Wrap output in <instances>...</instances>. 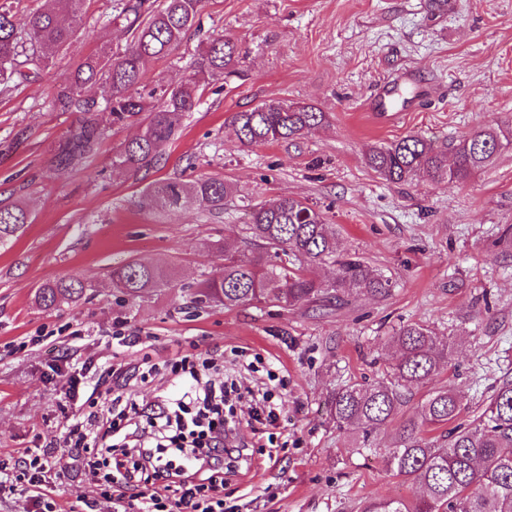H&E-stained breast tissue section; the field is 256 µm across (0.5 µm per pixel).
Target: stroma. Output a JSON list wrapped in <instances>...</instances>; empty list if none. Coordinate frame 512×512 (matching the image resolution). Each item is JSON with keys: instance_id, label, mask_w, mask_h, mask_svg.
Instances as JSON below:
<instances>
[{"instance_id": "stroma-1", "label": "stroma", "mask_w": 512, "mask_h": 512, "mask_svg": "<svg viewBox=\"0 0 512 512\" xmlns=\"http://www.w3.org/2000/svg\"><path fill=\"white\" fill-rule=\"evenodd\" d=\"M82 9L53 67L0 94V202L23 200L32 217L0 247V463L50 445L63 454L60 429L91 394L67 398L75 371L149 357L160 373L136 395L153 406L173 391L163 368L207 352L284 404L278 425L242 429L250 458L224 479V512H359L371 497L411 496L382 464L398 422L362 448L337 428L328 401L346 385L388 378V340L408 322L452 337L454 353L412 390L401 420L450 384L464 396L458 420L468 423L512 380V239L503 235L512 227V147L460 183L393 184L365 155L414 133L448 145L479 127L512 131V0H204L179 48L148 62L146 84L188 79L197 46L222 37L238 42L241 73L221 91L205 89L161 164L135 175L112 168L134 124L107 126L90 164L55 163L79 120L53 111L56 85L87 54L128 41L109 22L112 0H85ZM406 66L427 93L398 122L377 124L369 101ZM272 99L315 107L328 121L292 141L240 146L234 113ZM202 175L232 188L221 216L136 204L152 182ZM282 195L319 209L340 252L388 277L390 295L292 310L195 304L193 285L224 271V245L247 249L244 203ZM131 259L170 266L169 286L127 299L110 270ZM68 277L84 284L78 301L38 305V287ZM121 323L132 334L124 347L112 338ZM87 492L81 462H71L52 496L55 512H84Z\"/></svg>"}]
</instances>
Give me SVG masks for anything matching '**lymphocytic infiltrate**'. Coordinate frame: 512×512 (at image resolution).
Masks as SVG:
<instances>
[{
    "label": "lymphocytic infiltrate",
    "mask_w": 512,
    "mask_h": 512,
    "mask_svg": "<svg viewBox=\"0 0 512 512\" xmlns=\"http://www.w3.org/2000/svg\"><path fill=\"white\" fill-rule=\"evenodd\" d=\"M168 377L177 395L145 421L136 420L134 400L117 397L67 419L63 442L71 456L85 461L89 512H101L96 493L102 483L128 495L133 512H224L215 491L224 484L225 457L239 450L234 403L249 400L250 421L273 425L280 419L272 391L225 380L216 358H181L171 364ZM96 448L109 454L108 466L90 457ZM67 468L47 449L30 454L24 471L30 512H52V486Z\"/></svg>",
    "instance_id": "lymphocytic-infiltrate-1"
}]
</instances>
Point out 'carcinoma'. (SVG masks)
Wrapping results in <instances>:
<instances>
[{
	"label": "carcinoma",
	"instance_id": "1",
	"mask_svg": "<svg viewBox=\"0 0 512 512\" xmlns=\"http://www.w3.org/2000/svg\"><path fill=\"white\" fill-rule=\"evenodd\" d=\"M84 0H53L54 7L23 15L16 0H0V90L48 68L74 37ZM203 0H113L112 20L130 35L122 50L86 55L57 87L53 109L79 112L55 155L59 167L92 158L104 134L99 113L112 124L137 123L139 134L114 156L112 167L138 172L159 163L164 147L178 133L184 117L200 103L204 85L236 76L242 64L237 44L218 38L201 46L191 63V79L176 85L141 89L144 65L176 50L192 30ZM97 85L101 98L86 94ZM326 113L300 103L268 100L232 117L237 139L245 147L293 140L321 127ZM512 145L502 131L479 128L453 146V163L435 141L421 134L372 149L367 165L389 183H408L423 176L435 181H463ZM231 187L221 177L202 176L190 182L167 179L147 185L142 207L167 210L194 208L211 216L224 213ZM246 231L260 252L244 258L224 252V271L195 285L194 302L273 303L294 309L354 292L385 295L391 283L358 259L336 258V233L321 211L294 197L247 205ZM30 223L21 201L0 203V245L18 237ZM333 259L336 278L329 284L315 279L313 266ZM112 283L123 294L141 297L171 280L170 269L137 261L112 267ZM84 285L61 279L38 289L46 307L79 299ZM396 350L390 381L352 384L334 393L330 415L340 428L370 436L400 413L405 392L428 381L451 363L449 339L421 323H408L391 337ZM462 397L451 387L427 395L416 416L403 422L395 446L383 458L385 468L416 486L413 498L377 497L363 502L361 512H512V382L489 397L482 413L469 424H457ZM454 424L441 443L426 433Z\"/></svg>",
	"mask_w": 512,
	"mask_h": 512
}]
</instances>
